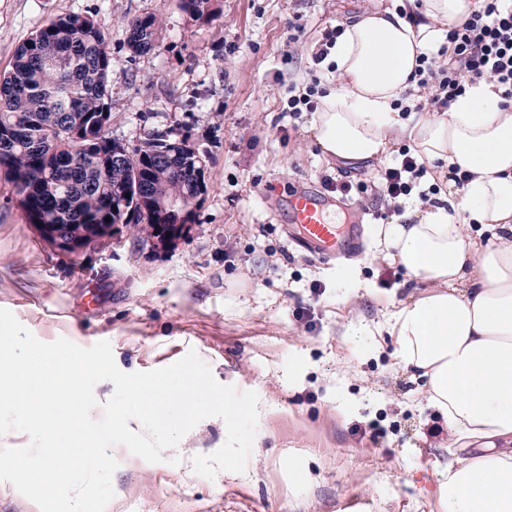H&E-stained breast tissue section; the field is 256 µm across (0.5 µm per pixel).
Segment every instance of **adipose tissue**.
Listing matches in <instances>:
<instances>
[{
    "mask_svg": "<svg viewBox=\"0 0 512 512\" xmlns=\"http://www.w3.org/2000/svg\"><path fill=\"white\" fill-rule=\"evenodd\" d=\"M476 7L423 0L415 23L370 8L346 22L309 125L327 157L376 161L405 142L437 175L455 166L471 175L435 202L407 199L378 229L386 258L421 287L389 320L398 362L423 378L455 441L483 446L442 472L438 512H512V451L494 448L512 443V103L482 80L443 113L395 107L418 56L446 46ZM474 224L492 227L493 241L472 237Z\"/></svg>",
    "mask_w": 512,
    "mask_h": 512,
    "instance_id": "adipose-tissue-1",
    "label": "adipose tissue"
}]
</instances>
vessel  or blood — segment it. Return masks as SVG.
Masks as SVG:
<instances>
[{
	"label": "vessel or blood",
	"mask_w": 512,
	"mask_h": 512,
	"mask_svg": "<svg viewBox=\"0 0 512 512\" xmlns=\"http://www.w3.org/2000/svg\"><path fill=\"white\" fill-rule=\"evenodd\" d=\"M330 199L314 188L295 193L288 201L290 239L308 255L335 260L349 257L362 245L356 224H338L330 216Z\"/></svg>",
	"instance_id": "1"
}]
</instances>
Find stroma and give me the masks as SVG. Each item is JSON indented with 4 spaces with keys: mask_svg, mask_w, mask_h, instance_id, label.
<instances>
[{
    "mask_svg": "<svg viewBox=\"0 0 512 512\" xmlns=\"http://www.w3.org/2000/svg\"><path fill=\"white\" fill-rule=\"evenodd\" d=\"M370 1L217 0L201 22L179 0H0V72L53 17L91 16L112 52L109 135L134 150L173 132L205 159L207 183L174 244L154 246L120 224L103 247L69 258L37 238L0 179V308L44 342H110L125 372L196 352L219 383L256 392L262 411L241 473L193 470L194 456L224 443L218 418L201 421L163 462L118 453L105 512H438L436 480L463 450L448 433L430 435L444 420L394 355L386 320L415 288L374 254L371 232L386 208L357 202L366 235L346 284L285 232L298 183L369 182L380 168L324 157L307 132L310 113L287 105L289 86L325 70L313 61L324 30ZM150 14L161 21L155 47L132 54L126 28ZM292 22L302 27L294 43ZM390 272L397 281L388 285ZM304 307L311 320L299 318ZM352 321L371 330L367 343L346 336ZM374 421L386 431L379 442L355 434Z\"/></svg>",
    "mask_w": 512,
    "mask_h": 512,
    "instance_id": "35a3bbf8",
    "label": "stroma"
}]
</instances>
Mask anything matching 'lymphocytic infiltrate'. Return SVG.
<instances>
[{
    "mask_svg": "<svg viewBox=\"0 0 512 512\" xmlns=\"http://www.w3.org/2000/svg\"><path fill=\"white\" fill-rule=\"evenodd\" d=\"M479 10L448 33L451 53L441 61L434 55L420 54L410 80L429 92L425 101L414 106L418 112H444L465 90L482 79L496 81L502 96L512 101V0H481ZM425 163L409 148H402L398 163L380 169L372 183L325 180L327 189L352 198L374 191L394 211H401L410 196L431 200L438 186L421 187Z\"/></svg>",
    "mask_w": 512,
    "mask_h": 512,
    "instance_id": "obj_1",
    "label": "lymphocytic infiltrate"
}]
</instances>
